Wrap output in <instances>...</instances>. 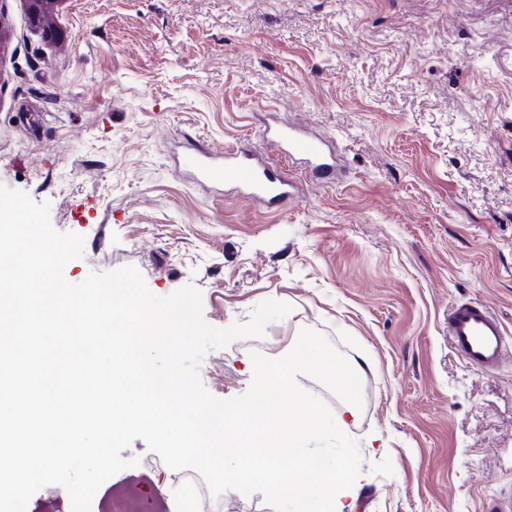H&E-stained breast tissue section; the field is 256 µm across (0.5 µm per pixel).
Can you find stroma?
<instances>
[{
	"label": "stroma",
	"mask_w": 512,
	"mask_h": 512,
	"mask_svg": "<svg viewBox=\"0 0 512 512\" xmlns=\"http://www.w3.org/2000/svg\"><path fill=\"white\" fill-rule=\"evenodd\" d=\"M0 16V185L83 236L68 282L132 265L217 327L289 304L263 354L312 329L362 381L344 512L512 503V357L479 371L448 338L462 300L512 336V0H64L55 41L21 0ZM274 121L334 138L332 182L272 155ZM194 143L271 154L297 196L193 181ZM249 345L204 357L213 396L248 389Z\"/></svg>",
	"instance_id": "1"
}]
</instances>
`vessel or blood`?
Listing matches in <instances>:
<instances>
[{"label": "vessel or blood", "mask_w": 512, "mask_h": 512, "mask_svg": "<svg viewBox=\"0 0 512 512\" xmlns=\"http://www.w3.org/2000/svg\"><path fill=\"white\" fill-rule=\"evenodd\" d=\"M263 136L285 157L303 163L314 177L333 179L334 159L323 137L284 123L267 126ZM184 163L197 179L233 186L252 201L280 203L294 194L288 178L275 171L265 156L244 148L221 152L197 149ZM448 334L454 349L478 370L497 368L506 351L501 320L481 305H454L448 316Z\"/></svg>", "instance_id": "1"}]
</instances>
